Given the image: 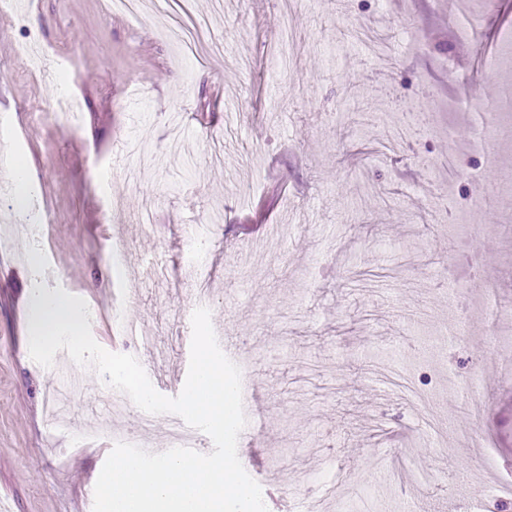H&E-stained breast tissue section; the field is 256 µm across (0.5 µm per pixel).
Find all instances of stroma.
Wrapping results in <instances>:
<instances>
[{
  "instance_id": "obj_1",
  "label": "stroma",
  "mask_w": 512,
  "mask_h": 512,
  "mask_svg": "<svg viewBox=\"0 0 512 512\" xmlns=\"http://www.w3.org/2000/svg\"><path fill=\"white\" fill-rule=\"evenodd\" d=\"M212 2L145 0L134 19L108 0H23L0 14V180L27 168L44 227L36 270L0 235V505L92 512L84 488L130 432L128 410L107 411L101 378L73 363L85 396L67 425L47 421L55 371L29 355L34 284L84 299L107 351L148 363L162 349L169 380L157 390L170 397L185 383L191 316L207 307L255 395L238 457L258 459L251 477L281 486L290 506L319 464L335 490L328 512L344 500L411 512L414 486L373 467L390 462L410 426L380 367L435 399L446 445L416 443L419 462L512 483V337L487 326L496 301L512 300V230L476 210L477 235L452 244L433 216L443 192L471 202V170L492 183L512 167V139L483 148L485 119L470 108L512 98V59L493 77L481 72L512 29V0H297L283 18L273 0ZM473 11L482 37L469 43L459 32ZM354 24L372 43L349 44ZM404 32L415 47L401 44ZM385 41L393 52L381 63ZM23 43L42 47L69 83L46 82ZM61 90L82 102L72 131L53 114ZM409 104L425 130L392 137ZM128 140L158 157L133 185ZM205 223L196 265L188 227ZM285 223L292 236L271 241ZM151 263L159 280L134 281V266ZM477 268L496 300L468 289L452 303L438 290L443 274L462 282ZM202 279L210 292L198 297ZM123 317L152 344L123 337ZM461 318L468 334L457 341ZM472 376L486 402L478 419L463 392ZM475 429L493 439L483 462L460 440Z\"/></svg>"
}]
</instances>
